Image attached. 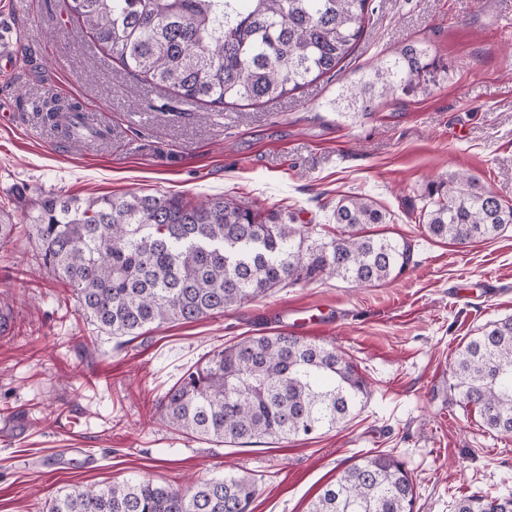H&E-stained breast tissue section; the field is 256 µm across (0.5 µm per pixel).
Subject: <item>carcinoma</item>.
I'll return each mask as SVG.
<instances>
[{
    "label": "carcinoma",
    "instance_id": "carcinoma-1",
    "mask_svg": "<svg viewBox=\"0 0 512 512\" xmlns=\"http://www.w3.org/2000/svg\"><path fill=\"white\" fill-rule=\"evenodd\" d=\"M372 0H67V11L134 75L185 100L223 107L268 102L327 74L353 52ZM439 66L408 44L342 93L367 113L377 99L428 90ZM77 102L51 93L41 119L64 137L108 127L83 122ZM419 223L458 244L483 242L512 224V206L465 173L433 183ZM334 226L261 211L229 197L199 203L180 195L81 199L48 193L23 223L37 265L72 289L83 315L112 337L152 325L194 322L275 291L324 277L369 286L412 263L405 240L363 233L387 223L364 195L341 198ZM17 225L0 224V256L10 258ZM449 387L483 424L512 434V317L484 325L450 365ZM368 384L334 344L286 331L252 336L186 370L157 401L176 430L228 446L288 440L344 426L364 407ZM257 480L228 474L187 489L131 478L75 485L45 502L46 512H251ZM411 477L393 453L379 451L346 468L308 512H413ZM453 512H512V492L456 500Z\"/></svg>",
    "mask_w": 512,
    "mask_h": 512
}]
</instances>
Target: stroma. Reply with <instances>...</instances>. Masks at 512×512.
<instances>
[{"instance_id":"35a3bbf8","label":"stroma","mask_w":512,"mask_h":512,"mask_svg":"<svg viewBox=\"0 0 512 512\" xmlns=\"http://www.w3.org/2000/svg\"><path fill=\"white\" fill-rule=\"evenodd\" d=\"M337 75L269 103L185 102L129 75L66 11L65 0H0V222L17 224L47 191L82 199L130 193L228 196L328 223L363 194L390 215L374 232L404 239L413 262L370 287L323 278L223 316L165 325L118 345L78 310L71 289L32 270V244L0 257V512H40L75 484L129 477L189 486L247 471L252 512H307L358 459L394 453L415 486L414 512H452L463 495L512 490V435L487 431L449 389L457 348L512 316V226L452 244L419 224L432 182L466 171L512 205V0H373ZM415 43L441 71L424 93L397 92L363 114L345 86ZM112 130L75 147L43 124L47 93ZM336 342L370 386L346 426L310 440L222 446L168 426L156 403L213 350L277 330Z\"/></svg>"}]
</instances>
